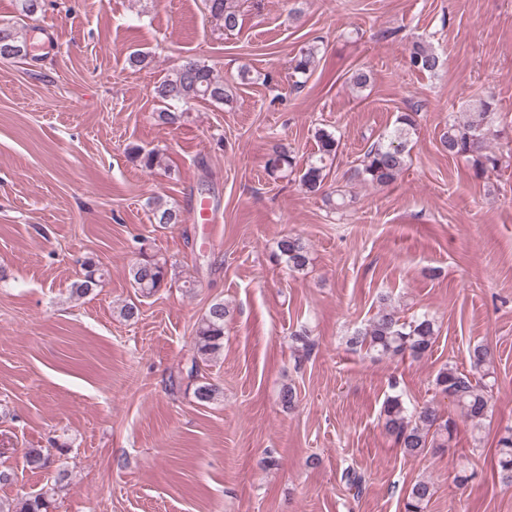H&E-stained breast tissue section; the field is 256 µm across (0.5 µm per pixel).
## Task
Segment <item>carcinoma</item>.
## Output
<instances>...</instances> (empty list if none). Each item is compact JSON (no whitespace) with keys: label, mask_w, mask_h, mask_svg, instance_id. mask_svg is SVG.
Returning a JSON list of instances; mask_svg holds the SVG:
<instances>
[{"label":"carcinoma","mask_w":512,"mask_h":512,"mask_svg":"<svg viewBox=\"0 0 512 512\" xmlns=\"http://www.w3.org/2000/svg\"><path fill=\"white\" fill-rule=\"evenodd\" d=\"M210 14L223 22L226 31H233L239 25V11L235 0H207ZM409 68L419 72L435 74L443 66L441 56L428 44L413 42L406 48ZM30 56L26 38L17 25L0 21V59L25 61ZM317 62V48L301 51L290 61L294 87L301 88L303 80L313 72ZM155 95L168 105L166 110L156 114L159 122L175 126L183 118L180 108L190 102L203 99L212 103L225 104L230 94L224 80L215 75L211 66L197 59H186L155 87ZM495 111L494 99L481 98L469 106L468 118L463 122H452L440 136L443 151L450 156L472 159L475 173L495 170L500 157L488 142L491 115ZM416 113L405 112L398 116L390 134L373 143L364 153L360 164L350 175L375 186L385 187L394 183L406 165L405 147L407 136L416 126ZM317 151L305 163L299 175V184L307 194H326L328 162L336 157L339 141L336 136L323 129L315 131ZM134 161L145 169L162 164V155L155 150L131 148ZM294 167L293 158L283 148L273 150L267 161V170L275 175ZM156 224H179L180 214L157 198L151 208ZM279 256L292 271L304 269L308 262V250L303 240L297 236H285L277 243ZM82 279L75 282L72 294L83 297L102 287L105 273L91 259L82 261ZM132 286L143 294H152L162 288L167 281L166 263L144 249L129 267ZM388 298H381V309L375 317L350 338V344L379 357L420 360L432 354L438 337L435 321L423 314L410 320H401L394 311L385 309ZM228 309L221 299L213 300L202 315L195 330L197 357L191 360L186 371L187 379L195 383L194 397L202 405L215 399L219 388L202 374V365L215 357L224 348V323ZM492 360L490 348L477 344L469 350L470 370L463 372L453 365L446 364L435 375L437 392L445 395L459 408L461 414L479 427L492 412L493 395L491 386L484 382L489 375ZM384 431L394 437L396 443L408 456H417L427 448H447L453 440L455 422L442 415L432 403L413 410L405 406L398 394L386 397L382 406ZM28 466L34 469L47 467L49 455L43 448H28L25 452ZM497 473L500 481L512 485V429L498 440ZM54 489L12 501L0 500V512H48ZM435 494L434 484L425 479L415 482L403 497V512H427Z\"/></svg>","instance_id":"1"}]
</instances>
